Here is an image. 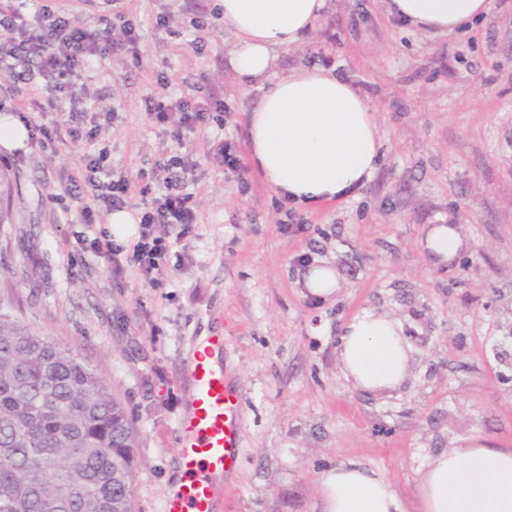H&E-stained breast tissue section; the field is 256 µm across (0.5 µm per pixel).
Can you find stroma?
<instances>
[{"label":"stroma","mask_w":512,"mask_h":512,"mask_svg":"<svg viewBox=\"0 0 512 512\" xmlns=\"http://www.w3.org/2000/svg\"><path fill=\"white\" fill-rule=\"evenodd\" d=\"M479 21L449 36L396 22L387 0H328L279 72L335 69L376 111L383 157L360 192L294 210L256 171L239 183L216 155L250 153L259 91L244 86L217 0H96L78 9L96 32L113 10L137 33L87 70L86 109L109 123L60 151L0 148L20 183L15 222L0 231V278L35 330L106 378L136 433L132 512H159L178 471L176 422L189 407L186 361L196 337L224 334V367L243 393V448L221 512H323L317 480L342 459L380 470L407 512H419L425 465L459 441L512 446V0H488ZM200 19L202 28L191 25ZM196 98L210 118L183 138L157 123L151 102ZM130 184L128 208H148L171 157L197 219L164 224L171 243L156 281L113 278L87 244L108 223L71 221L65 185L84 156ZM431 224L460 227L468 247L434 267L419 241ZM332 260L340 290L312 296L302 274ZM366 310L397 317L412 352L408 378L388 393L357 389L336 347Z\"/></svg>","instance_id":"1"}]
</instances>
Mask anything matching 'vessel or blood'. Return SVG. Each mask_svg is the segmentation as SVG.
I'll list each match as a JSON object with an SVG mask.
<instances>
[{
  "label": "vessel or blood",
  "instance_id": "obj_1",
  "mask_svg": "<svg viewBox=\"0 0 512 512\" xmlns=\"http://www.w3.org/2000/svg\"><path fill=\"white\" fill-rule=\"evenodd\" d=\"M191 408L177 423L182 483L167 494L161 512H215L225 475L241 455L242 393L224 370V337L213 333L187 363Z\"/></svg>",
  "mask_w": 512,
  "mask_h": 512
}]
</instances>
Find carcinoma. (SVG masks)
I'll return each mask as SVG.
<instances>
[{
	"mask_svg": "<svg viewBox=\"0 0 512 512\" xmlns=\"http://www.w3.org/2000/svg\"><path fill=\"white\" fill-rule=\"evenodd\" d=\"M135 435L102 373L0 300V512H132Z\"/></svg>",
	"mask_w": 512,
	"mask_h": 512,
	"instance_id": "carcinoma-1",
	"label": "carcinoma"
}]
</instances>
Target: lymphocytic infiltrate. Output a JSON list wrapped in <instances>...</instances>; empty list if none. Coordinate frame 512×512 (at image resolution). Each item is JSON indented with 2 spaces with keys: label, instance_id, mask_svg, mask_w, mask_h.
Segmentation results:
<instances>
[{
  "label": "lymphocytic infiltrate",
  "instance_id": "obj_1",
  "mask_svg": "<svg viewBox=\"0 0 512 512\" xmlns=\"http://www.w3.org/2000/svg\"><path fill=\"white\" fill-rule=\"evenodd\" d=\"M36 23L15 8L13 0H0V76L17 80L40 74L54 81L56 95L44 96L38 87H31L28 106L35 112H69L83 122L94 121L95 115L79 106L75 93L81 77L80 66H91L95 54L94 39L66 14L55 0H35ZM96 159L86 160L83 169L70 177L74 191L83 196L74 218L81 224H92L101 216L127 205L129 182L121 178L110 182L99 179ZM196 221L183 182L169 176L160 184L152 206L139 221L138 240L131 260L144 277L158 273L167 259L169 244L157 232L161 224H192Z\"/></svg>",
  "mask_w": 512,
  "mask_h": 512
}]
</instances>
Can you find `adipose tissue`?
I'll use <instances>...</instances> for the list:
<instances>
[{"instance_id": "ef3b65f1", "label": "adipose tissue", "mask_w": 512, "mask_h": 512, "mask_svg": "<svg viewBox=\"0 0 512 512\" xmlns=\"http://www.w3.org/2000/svg\"><path fill=\"white\" fill-rule=\"evenodd\" d=\"M234 35V69L261 96L249 121L250 163L288 202L316 207L355 196L377 170L382 137L375 111L341 76L320 66L277 73L280 51L300 44L327 0H220ZM488 0H389L390 14L434 35H449L486 14ZM432 265L452 263L467 242L435 224L421 241ZM338 359L356 387L384 392L407 376L409 346L399 321L380 312L353 317ZM324 512H406L379 470L344 460L319 479ZM420 512H512V447L456 445L435 456L418 483Z\"/></svg>"}]
</instances>
